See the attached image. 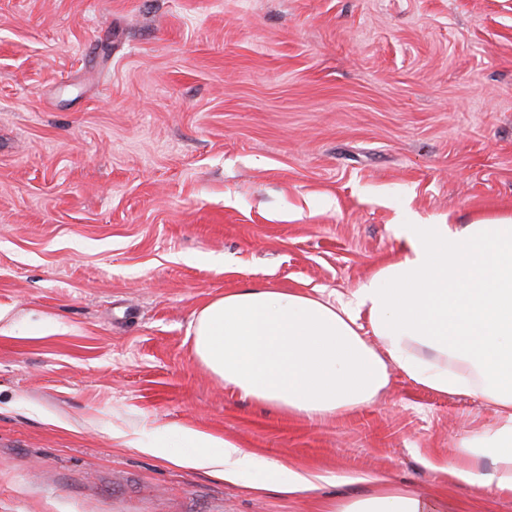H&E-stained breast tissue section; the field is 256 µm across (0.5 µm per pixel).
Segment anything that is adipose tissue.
Returning a JSON list of instances; mask_svg holds the SVG:
<instances>
[{
	"instance_id": "adipose-tissue-1",
	"label": "adipose tissue",
	"mask_w": 512,
	"mask_h": 512,
	"mask_svg": "<svg viewBox=\"0 0 512 512\" xmlns=\"http://www.w3.org/2000/svg\"><path fill=\"white\" fill-rule=\"evenodd\" d=\"M399 257L347 300L251 285L208 303L193 324L194 351L225 386L256 405L315 418L353 411L388 386L391 370L444 394L486 398L495 428L454 450L447 472L472 485L512 494V217L451 224H398ZM376 343H369V336ZM183 454L161 443L132 447L174 466L209 470L236 483L263 468L282 497L316 487L314 474L270 461L229 439L180 427ZM491 472L474 470L477 452ZM438 499L381 487L342 512H440Z\"/></svg>"
}]
</instances>
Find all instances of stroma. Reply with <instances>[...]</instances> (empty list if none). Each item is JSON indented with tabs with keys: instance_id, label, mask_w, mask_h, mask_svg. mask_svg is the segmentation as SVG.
I'll use <instances>...</instances> for the list:
<instances>
[{
	"instance_id": "obj_1",
	"label": "stroma",
	"mask_w": 512,
	"mask_h": 512,
	"mask_svg": "<svg viewBox=\"0 0 512 512\" xmlns=\"http://www.w3.org/2000/svg\"><path fill=\"white\" fill-rule=\"evenodd\" d=\"M512 215V0H0V512H325L375 476L512 512L435 465L497 415L392 372L262 409L192 348L249 284L345 298L393 227ZM189 427L322 474L291 499L122 445Z\"/></svg>"
}]
</instances>
